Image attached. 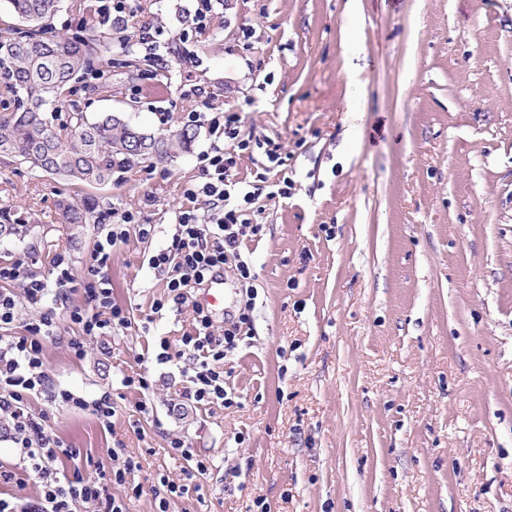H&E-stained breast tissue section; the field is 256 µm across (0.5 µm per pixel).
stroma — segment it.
<instances>
[{
	"label": "stroma",
	"mask_w": 512,
	"mask_h": 512,
	"mask_svg": "<svg viewBox=\"0 0 512 512\" xmlns=\"http://www.w3.org/2000/svg\"><path fill=\"white\" fill-rule=\"evenodd\" d=\"M193 6L137 0L127 31L163 25L169 69L116 49L71 101L167 133L212 94L243 134L282 144L283 166L254 147L234 172L267 189L250 216L264 233L240 247L252 333L224 363L238 404L186 400L192 312L153 309L165 282L149 260L199 181L208 127L173 161L90 189L99 221L74 242L59 215L72 187L0 159V214L33 227L0 242V263L45 275L63 252L78 276L113 211L155 227L112 252L130 328L81 359L46 348L58 387L110 389L116 410L107 429L30 400L79 451L61 473L97 479L125 448L140 468L108 492L126 512H157L168 480L187 485L169 512H251L258 498L271 512H512V0H222L212 30L186 38ZM140 372L149 390L124 385ZM174 437L205 475L186 480ZM168 452L181 456L187 462H191L190 469L187 470L188 476L204 475L208 471L207 461L197 458L191 448L185 445L184 441L180 438H173L168 442Z\"/></svg>",
	"instance_id": "35a3bbf8"
}]
</instances>
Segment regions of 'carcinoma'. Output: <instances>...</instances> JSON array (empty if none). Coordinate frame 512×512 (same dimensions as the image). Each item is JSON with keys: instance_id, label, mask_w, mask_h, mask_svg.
<instances>
[{"instance_id": "1", "label": "carcinoma", "mask_w": 512, "mask_h": 512, "mask_svg": "<svg viewBox=\"0 0 512 512\" xmlns=\"http://www.w3.org/2000/svg\"><path fill=\"white\" fill-rule=\"evenodd\" d=\"M60 0H6L0 12V83L13 95L0 114V156L34 172L55 175L78 189L105 185L144 163H167L190 149L197 131L148 132L119 114L88 117L71 104L67 134L52 126L46 108L72 92L71 83L108 50L102 35L45 38ZM62 218L77 239L96 223L94 201L86 195L62 204ZM29 224L0 223V240L23 238Z\"/></svg>"}]
</instances>
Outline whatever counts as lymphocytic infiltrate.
Segmentation results:
<instances>
[{
	"instance_id": "1",
	"label": "lymphocytic infiltrate",
	"mask_w": 512,
	"mask_h": 512,
	"mask_svg": "<svg viewBox=\"0 0 512 512\" xmlns=\"http://www.w3.org/2000/svg\"><path fill=\"white\" fill-rule=\"evenodd\" d=\"M209 117L214 131L225 141L234 142V150L223 143L213 144L199 157L200 182L186 187L185 206L177 216L176 232L165 252L150 260L164 277L166 295L153 307L162 310L166 303L191 304L194 326L184 334L182 344L193 361L192 387L187 397L199 405L214 402L232 407L234 400L224 386L220 367L228 354L239 346L246 327L253 321L255 275L243 259L240 245L248 238L261 237L262 225L244 219L245 207L254 205L263 193L262 187L247 191L233 178L238 152L249 149L250 142L241 136V116L236 112H212L209 100H201L189 121ZM137 224L133 212L117 216L108 228L103 242L90 253L81 278H74L65 254H56L49 276H36L23 271L19 262L0 265V419L8 429V437L19 450L17 469L0 465V484H11L17 474L36 478L38 494L26 512H124L119 501L107 493L104 484L85 478L80 472L62 478L56 468L61 458H75L77 449L65 446L52 431L45 414L29 410V397L45 395L48 402L60 403L79 411L90 412L104 426L111 427L115 407L110 391H102L95 399L68 389L54 388L45 365L47 342L58 340L59 326L54 310L43 309L45 301H66L69 292L83 294V304L68 307L66 318L77 326V335L67 337L66 346L76 358H83L90 341L110 336L115 328L131 325L128 311L113 302L108 275L112 251L124 241V228ZM140 238H149L152 227L137 224ZM234 274L244 295L236 317L224 324L222 335H215L212 319L200 305L191 303L195 290L203 288L211 275L226 265ZM22 284L21 291L11 289V282ZM39 307L40 312L26 326L22 336L6 334L5 326L18 317L22 304Z\"/></svg>"
}]
</instances>
